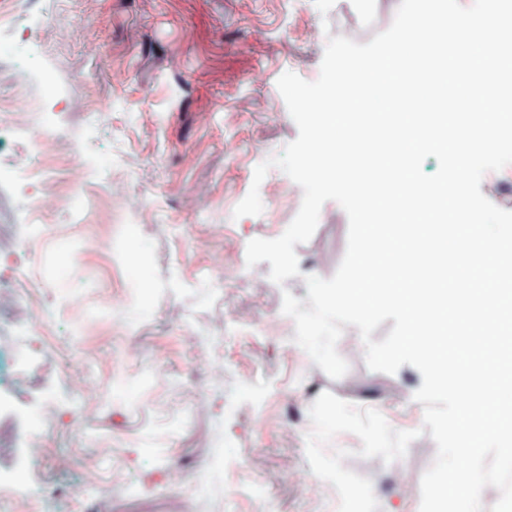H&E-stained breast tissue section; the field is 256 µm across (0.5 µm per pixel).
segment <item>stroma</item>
I'll return each instance as SVG.
<instances>
[{"label":"stroma","instance_id":"35a3bbf8","mask_svg":"<svg viewBox=\"0 0 512 512\" xmlns=\"http://www.w3.org/2000/svg\"><path fill=\"white\" fill-rule=\"evenodd\" d=\"M400 0H373L363 28L356 0L321 15L313 0H0V40L43 47L74 100L39 157L0 140V160L34 159L53 184L38 201L53 222L28 246L29 202L0 184V221L15 224L17 255L0 260V343L30 348L41 368L8 388L24 409L83 403L53 417L33 460L45 512H338L305 456L309 408L322 392L379 410L397 430L423 424L413 399L420 372L370 371L344 330L337 343L349 371L329 378L293 341L292 329L265 334L283 291L304 300L313 274L331 278L346 250L348 218L324 203L313 237L296 245L299 276L272 283L271 266L246 264L254 238L281 236L295 205L234 218L255 167L298 136L276 82L291 71L315 81L328 36L369 42L387 29ZM42 24L31 28L32 17ZM84 155L71 158L67 143ZM106 152L109 169L94 158ZM95 193L89 223L63 221L69 186ZM140 227L153 301L141 308L136 283L108 240ZM83 236L88 249L70 276L51 280V243ZM29 296L48 326L19 333L17 295ZM118 304V329L106 304ZM81 330H73L74 321ZM344 432L326 452L371 480L377 512H416L409 481L432 465L423 435L392 463L357 457ZM266 492L255 497L253 482Z\"/></svg>","mask_w":512,"mask_h":512}]
</instances>
